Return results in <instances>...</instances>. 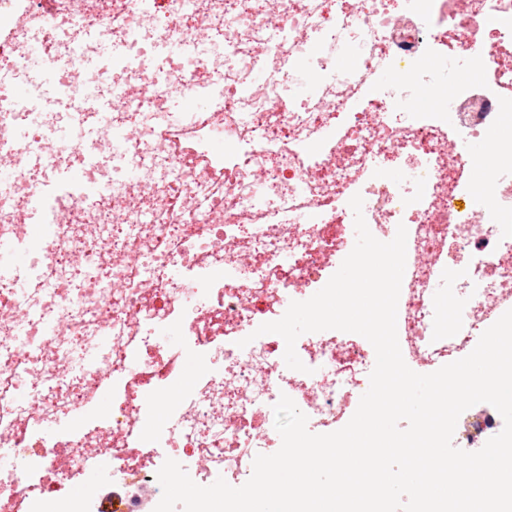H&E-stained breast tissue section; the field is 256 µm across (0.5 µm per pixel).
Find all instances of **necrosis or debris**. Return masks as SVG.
Segmentation results:
<instances>
[{
  "label": "necrosis or debris",
  "instance_id": "obj_1",
  "mask_svg": "<svg viewBox=\"0 0 512 512\" xmlns=\"http://www.w3.org/2000/svg\"><path fill=\"white\" fill-rule=\"evenodd\" d=\"M5 11L45 21L0 45V142L26 146L0 149V168L15 173L0 183V235L29 257L0 272V454L26 466L0 475V512L62 497L104 454L131 489L124 512H146L162 496L152 451L167 443L190 449L203 476L245 483L284 394L309 427L334 429L369 381L371 343L302 335L300 372L283 365L282 337L254 331L338 270L354 195L380 241L407 229L397 335L409 368L467 356L512 309V0H81L77 41L71 0ZM37 34L55 46L50 90L27 68ZM312 37L322 51L306 61ZM344 54L355 65L343 71ZM310 70L312 93L294 94ZM18 83L27 97L9 100ZM421 91L423 112L410 103ZM103 92L124 105L76 148L63 103ZM183 95L201 102L184 115L187 148L169 120ZM50 134L60 141L47 154ZM479 139L496 162L476 169L468 147ZM391 166L406 169L405 184L379 177ZM71 171L96 196L62 219L38 213ZM38 216L49 230L35 238ZM442 289L458 300L446 329ZM167 329L180 351L155 341ZM187 358L200 377L169 406ZM107 383L112 404L100 410ZM65 420L70 429L47 438Z\"/></svg>",
  "mask_w": 512,
  "mask_h": 512
}]
</instances>
